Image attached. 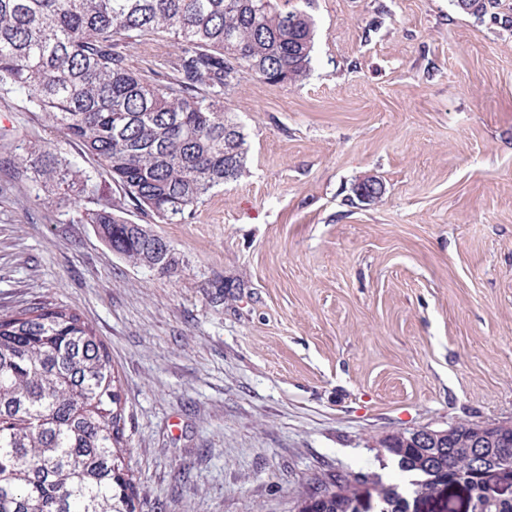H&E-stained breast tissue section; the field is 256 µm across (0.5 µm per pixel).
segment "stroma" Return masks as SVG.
I'll return each mask as SVG.
<instances>
[{"instance_id": "obj_1", "label": "stroma", "mask_w": 512, "mask_h": 512, "mask_svg": "<svg viewBox=\"0 0 512 512\" xmlns=\"http://www.w3.org/2000/svg\"><path fill=\"white\" fill-rule=\"evenodd\" d=\"M290 4L311 71L229 92L246 168L153 225L174 271L39 196L23 148L79 149L0 99V314L61 304L107 346L142 512H291L338 474L395 478L389 434L512 422V0Z\"/></svg>"}]
</instances>
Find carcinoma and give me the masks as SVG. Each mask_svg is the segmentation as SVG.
<instances>
[{"instance_id":"cac0c4a2","label":"carcinoma","mask_w":512,"mask_h":512,"mask_svg":"<svg viewBox=\"0 0 512 512\" xmlns=\"http://www.w3.org/2000/svg\"><path fill=\"white\" fill-rule=\"evenodd\" d=\"M478 19L492 0H461ZM170 40L161 68L137 71L122 48ZM315 22L277 0H0V97L78 142L123 194L95 208L91 176L47 143L22 157L48 197L72 201L117 254L176 268L171 246L124 217L173 224L243 172L249 145L224 108L246 74L295 85L309 74ZM122 384L110 352L76 311L39 302L0 315V512H139L127 461ZM400 480L338 475L293 512H512L483 481L512 466V423L461 420L427 447L382 442Z\"/></svg>"}]
</instances>
